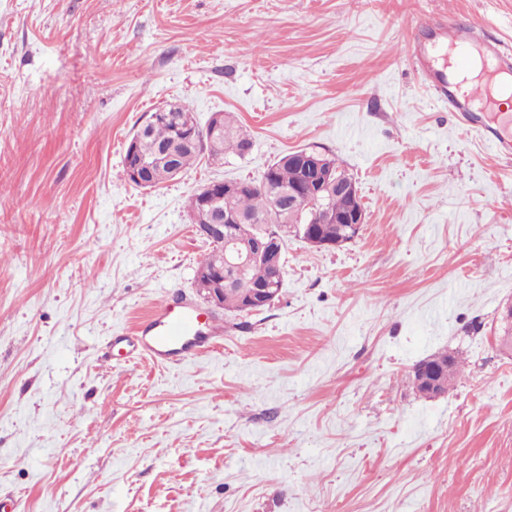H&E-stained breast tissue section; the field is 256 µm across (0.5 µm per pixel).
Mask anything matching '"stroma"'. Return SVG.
Wrapping results in <instances>:
<instances>
[{"label":"stroma","mask_w":512,"mask_h":512,"mask_svg":"<svg viewBox=\"0 0 512 512\" xmlns=\"http://www.w3.org/2000/svg\"><path fill=\"white\" fill-rule=\"evenodd\" d=\"M512 49V0H0V501L15 512H512V160L439 106L409 49L429 17ZM232 113L245 158L145 190L135 130ZM307 149L366 219L288 240L283 293L180 365L112 356L197 300L188 200ZM464 369L422 397L411 368Z\"/></svg>","instance_id":"1"}]
</instances>
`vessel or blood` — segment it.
Instances as JSON below:
<instances>
[{
  "mask_svg": "<svg viewBox=\"0 0 512 512\" xmlns=\"http://www.w3.org/2000/svg\"><path fill=\"white\" fill-rule=\"evenodd\" d=\"M427 37L413 46V64L434 101L454 112L459 122L478 136L502 159H512V138L505 136L501 127L486 122L478 108V94L459 93L448 80L447 69L437 67L436 36H444L467 56L469 49L480 52L484 63L494 73L512 74V53L502 49L499 42L487 40L482 23H462L453 18H442L422 25ZM223 336L222 329L188 302L157 306L150 318L141 324L125 342L138 356L153 364L167 366L187 357L211 350Z\"/></svg>",
  "mask_w": 512,
  "mask_h": 512,
  "instance_id": "obj_1",
  "label": "vessel or blood"
}]
</instances>
